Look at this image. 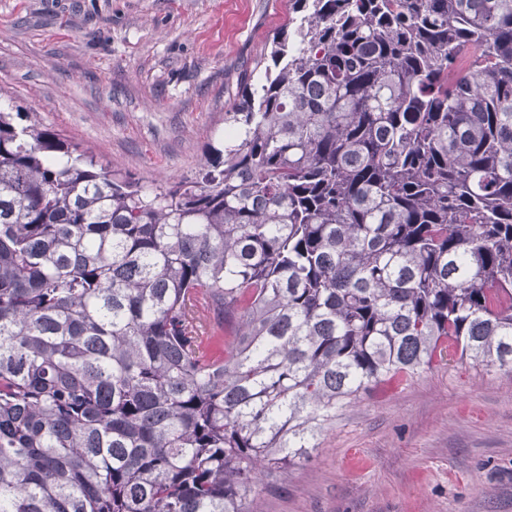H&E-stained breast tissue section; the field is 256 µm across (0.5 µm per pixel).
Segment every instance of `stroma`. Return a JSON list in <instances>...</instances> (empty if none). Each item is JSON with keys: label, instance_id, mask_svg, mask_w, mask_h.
<instances>
[{"label": "stroma", "instance_id": "35a3bbf8", "mask_svg": "<svg viewBox=\"0 0 512 512\" xmlns=\"http://www.w3.org/2000/svg\"><path fill=\"white\" fill-rule=\"evenodd\" d=\"M288 0H0V109L105 169L192 180ZM252 512H512V370L433 361L337 408Z\"/></svg>", "mask_w": 512, "mask_h": 512}]
</instances>
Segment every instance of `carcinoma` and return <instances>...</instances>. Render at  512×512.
<instances>
[{"label": "carcinoma", "mask_w": 512, "mask_h": 512, "mask_svg": "<svg viewBox=\"0 0 512 512\" xmlns=\"http://www.w3.org/2000/svg\"><path fill=\"white\" fill-rule=\"evenodd\" d=\"M289 12L193 181L0 111V512H249L371 385L512 368V0Z\"/></svg>", "instance_id": "cac0c4a2"}]
</instances>
